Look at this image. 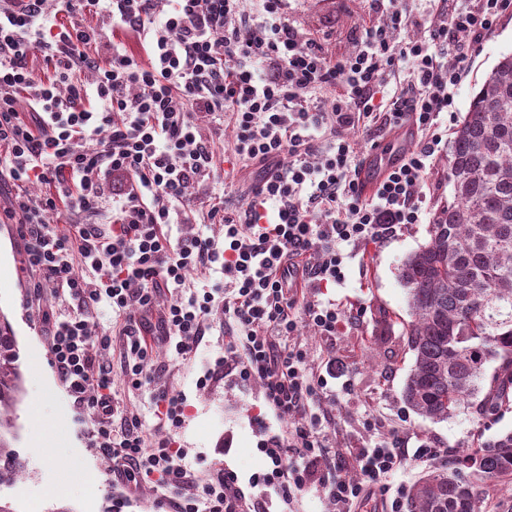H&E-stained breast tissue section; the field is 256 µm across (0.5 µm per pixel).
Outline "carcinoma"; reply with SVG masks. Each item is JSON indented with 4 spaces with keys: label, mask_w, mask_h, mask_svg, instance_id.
Listing matches in <instances>:
<instances>
[{
    "label": "carcinoma",
    "mask_w": 512,
    "mask_h": 512,
    "mask_svg": "<svg viewBox=\"0 0 512 512\" xmlns=\"http://www.w3.org/2000/svg\"><path fill=\"white\" fill-rule=\"evenodd\" d=\"M448 202L434 214L429 240L399 268L414 355L402 399L432 422L474 398L490 419L512 403V52L472 93L453 132ZM22 390L19 348L0 312V492L22 477L13 449ZM512 484V431L478 443L462 458L429 470L410 489L407 512H489L479 484Z\"/></svg>",
    "instance_id": "1"
}]
</instances>
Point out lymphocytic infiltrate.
Here are the masks:
<instances>
[{
  "label": "lymphocytic infiltrate",
  "mask_w": 512,
  "mask_h": 512,
  "mask_svg": "<svg viewBox=\"0 0 512 512\" xmlns=\"http://www.w3.org/2000/svg\"><path fill=\"white\" fill-rule=\"evenodd\" d=\"M0 0V185L5 220L21 224L34 293L52 284L83 310L107 304L120 323L122 376L150 381L149 336L187 359L212 308L224 313V373L261 384L281 430L262 440L270 462L240 486L235 472L197 478L171 440L146 447L139 414H117L109 366L97 364L82 312L55 319L51 361L77 409L98 419L92 447L112 458V484L128 495L155 481L163 512H270L321 486L334 512H356L402 466L400 438L347 448L334 477L317 481L333 419L326 381L296 341L300 324L332 337L351 318L320 289L343 281L345 249L377 245L421 223L440 183H425L447 143L466 64L512 0H367L351 53L331 57L289 24L288 0ZM99 18L96 26L84 16ZM130 30L145 60L108 41ZM406 39H395L398 31ZM41 53L49 72L28 66ZM93 72V81L83 80ZM405 84L390 90L395 72ZM422 136L371 196L358 185L360 155L346 131L379 147L406 127ZM231 136L233 166L260 173L239 213L210 205L223 240L172 237L195 212L188 187L216 178L213 141ZM98 139L96 149L86 143ZM43 186L40 194L31 185ZM107 222L96 223L101 213ZM221 272L197 292L187 274ZM170 300L157 328L143 313ZM360 475L352 477L349 465ZM263 489L256 497L255 489Z\"/></svg>",
  "instance_id": "1"
}]
</instances>
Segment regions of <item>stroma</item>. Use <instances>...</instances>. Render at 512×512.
Returning <instances> with one entry per match:
<instances>
[{
	"instance_id": "1",
	"label": "stroma",
	"mask_w": 512,
	"mask_h": 512,
	"mask_svg": "<svg viewBox=\"0 0 512 512\" xmlns=\"http://www.w3.org/2000/svg\"><path fill=\"white\" fill-rule=\"evenodd\" d=\"M287 17L337 56L352 50L354 30L367 18V2L290 0ZM510 51L512 13L501 19L472 58L454 98V110L447 115L449 124L462 118L472 89L482 83L501 54ZM428 239V224H411L387 242L359 250L346 262L344 282L320 294L321 300L335 301L355 312V321L334 339L308 326L300 329L299 341L312 367L322 369L328 360L336 362L337 375L329 379L322 396L336 417V432L329 437L333 448H370L379 440L401 435L408 450L428 443L454 456L473 447L477 438L512 430V409L482 424L466 404L453 418L431 422L402 400L413 355L400 327L387 331L377 320L385 314L408 317L407 293L398 279V268ZM24 258L18 225L0 223V312L7 315L17 339L23 377L14 447L26 465L24 477L7 496L16 512H113L112 469L107 456L91 448L88 440L95 416L89 410L76 412L51 364L47 344V316L76 310L77 303L47 291L34 297ZM209 320L208 336L187 360L176 359L163 344H154V385L137 389L118 378L110 396L118 409L139 413L146 445L170 438L174 447L186 451V461L196 475L206 477L229 469L244 484L267 466L257 449L260 434L255 423L266 412L265 402L255 382L242 386L219 375L206 386H198V378L224 359V318L215 311ZM157 386L186 398L184 422L176 430L158 425L152 401ZM37 440L57 448L56 457H41L33 446ZM429 468V463L407 459L392 476L388 492L367 503V512L404 504L409 488Z\"/></svg>"
}]
</instances>
